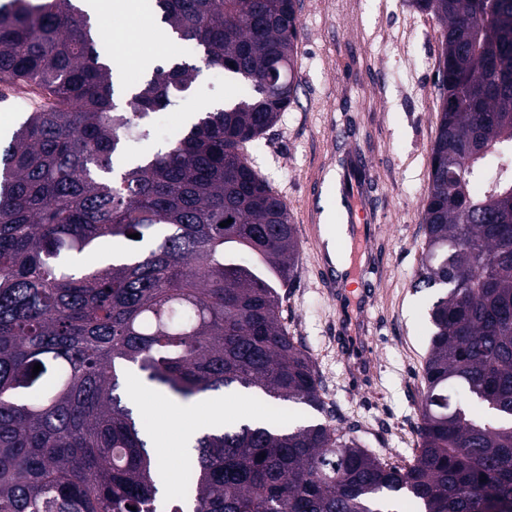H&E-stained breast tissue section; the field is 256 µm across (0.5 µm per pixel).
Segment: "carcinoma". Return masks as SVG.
I'll list each match as a JSON object with an SVG mask.
<instances>
[{"instance_id": "carcinoma-1", "label": "carcinoma", "mask_w": 512, "mask_h": 512, "mask_svg": "<svg viewBox=\"0 0 512 512\" xmlns=\"http://www.w3.org/2000/svg\"><path fill=\"white\" fill-rule=\"evenodd\" d=\"M413 4L441 43L415 287L444 289L417 453L390 466L327 420L226 423L164 506L130 368L182 400L236 387L330 416L284 323L297 228L245 153L296 97L299 2L155 0L192 51L123 106L86 10L0 4V85L42 96L0 154V512H512V0ZM204 68L242 98L119 162Z\"/></svg>"}]
</instances>
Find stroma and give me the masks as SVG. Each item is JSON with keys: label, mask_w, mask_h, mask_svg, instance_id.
Masks as SVG:
<instances>
[{"label": "stroma", "mask_w": 512, "mask_h": 512, "mask_svg": "<svg viewBox=\"0 0 512 512\" xmlns=\"http://www.w3.org/2000/svg\"><path fill=\"white\" fill-rule=\"evenodd\" d=\"M299 17L296 98L277 125L250 145V160L286 202L296 225L313 184L326 197L356 184L360 206L374 225L369 249L375 261L347 286H365L374 295L358 312L372 358L370 381L357 387L348 379L332 331L337 307L318 288L305 244L283 316L311 358L334 425L354 428L370 452L402 467L413 460L419 441L428 312L438 294L414 286L425 242L423 205L438 105L437 27L410 0H300ZM235 97L234 82L202 71L186 99L161 112L163 130L129 143V152L164 147L200 108ZM119 392L124 400L137 396L152 405L154 437L164 442L173 466H181L187 453L172 417L178 400L135 372L123 378Z\"/></svg>", "instance_id": "1"}]
</instances>
